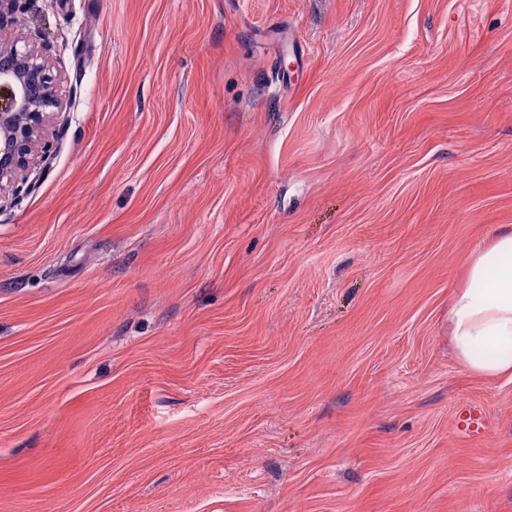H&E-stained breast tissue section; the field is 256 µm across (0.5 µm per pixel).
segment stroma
Here are the masks:
<instances>
[{"label":"stroma","mask_w":512,"mask_h":512,"mask_svg":"<svg viewBox=\"0 0 512 512\" xmlns=\"http://www.w3.org/2000/svg\"><path fill=\"white\" fill-rule=\"evenodd\" d=\"M0 512H512L448 306L512 228V0H32Z\"/></svg>","instance_id":"1"}]
</instances>
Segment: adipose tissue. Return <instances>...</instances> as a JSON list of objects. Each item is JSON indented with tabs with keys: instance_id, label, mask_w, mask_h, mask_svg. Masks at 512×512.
<instances>
[{
	"instance_id": "obj_1",
	"label": "adipose tissue",
	"mask_w": 512,
	"mask_h": 512,
	"mask_svg": "<svg viewBox=\"0 0 512 512\" xmlns=\"http://www.w3.org/2000/svg\"><path fill=\"white\" fill-rule=\"evenodd\" d=\"M468 287L457 291L448 309L454 351L473 375L512 376V229L473 257Z\"/></svg>"
}]
</instances>
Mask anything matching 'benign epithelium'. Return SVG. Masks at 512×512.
<instances>
[{
	"mask_svg": "<svg viewBox=\"0 0 512 512\" xmlns=\"http://www.w3.org/2000/svg\"><path fill=\"white\" fill-rule=\"evenodd\" d=\"M28 2L0 0V204L19 202L50 168L49 127L62 117L52 45L37 46L22 34L3 42Z\"/></svg>",
	"mask_w": 512,
	"mask_h": 512,
	"instance_id": "1",
	"label": "benign epithelium"
}]
</instances>
